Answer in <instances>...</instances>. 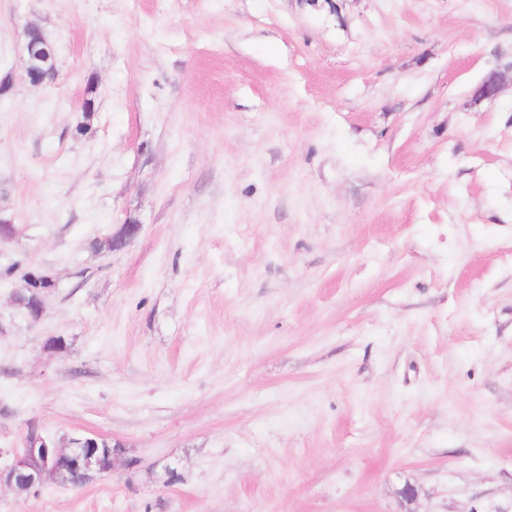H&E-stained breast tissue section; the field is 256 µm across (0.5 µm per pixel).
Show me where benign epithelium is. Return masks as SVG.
<instances>
[{
  "instance_id": "obj_1",
  "label": "benign epithelium",
  "mask_w": 512,
  "mask_h": 512,
  "mask_svg": "<svg viewBox=\"0 0 512 512\" xmlns=\"http://www.w3.org/2000/svg\"><path fill=\"white\" fill-rule=\"evenodd\" d=\"M26 36L27 64L22 79L31 85H41L57 68L56 48L53 41L37 27H28ZM96 448V438L82 435L66 441L45 442L43 447L33 449L40 455L39 465L31 464L30 454L18 453L9 466L0 468V485H5L17 496L24 488L43 484L60 474L75 473L89 481L114 466L112 461L103 463L96 454Z\"/></svg>"
}]
</instances>
